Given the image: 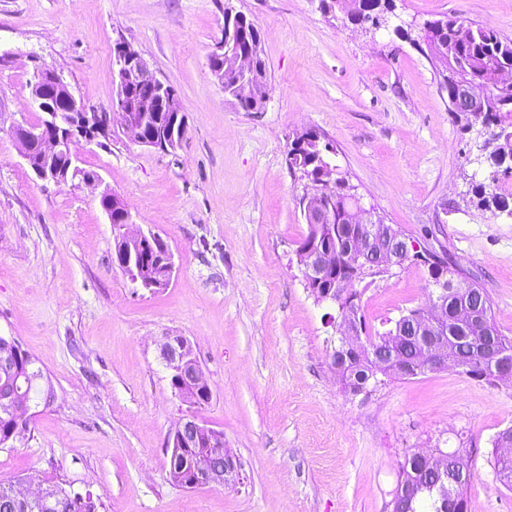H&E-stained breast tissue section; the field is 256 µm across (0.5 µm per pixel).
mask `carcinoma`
I'll return each instance as SVG.
<instances>
[{
	"instance_id": "carcinoma-1",
	"label": "carcinoma",
	"mask_w": 512,
	"mask_h": 512,
	"mask_svg": "<svg viewBox=\"0 0 512 512\" xmlns=\"http://www.w3.org/2000/svg\"><path fill=\"white\" fill-rule=\"evenodd\" d=\"M353 2L349 11L365 9L372 13L393 10L392 0H321L323 11L333 12L338 7ZM433 33H425L415 41L418 49L435 61V69L440 83L448 92V99H453L457 82L448 78L453 73L472 84L484 89L489 108L475 119L487 123L507 113L512 115V83L501 82L500 73L512 71V39L500 36L495 31L477 26L463 27L456 20L448 17L432 21ZM236 52L224 56V93L238 100L240 108L247 110L252 104L262 100L267 94V67L263 58L262 41L259 29L252 21L243 22L235 29ZM244 53L251 57L253 67L250 84L252 96L248 100L238 99L236 82L237 57ZM173 120L171 112H156L151 122L141 131L124 132L128 140L134 142L144 139L150 129H160ZM288 160L291 169L307 177L311 185L318 187L325 182L334 183L335 207L344 209L351 198L349 185L345 178L338 177L336 165L331 155L334 148L314 131L296 135L291 143ZM475 193L480 195L479 205L489 209L503 210L508 207L507 196L497 192L494 184H481ZM361 224H345L335 228L329 234L309 225V232L302 240V245L331 248L341 253L344 242L357 236L362 230ZM392 238L385 249L373 252V266L383 268L385 263H402L408 257L396 251L398 245L406 242L399 228L389 226ZM168 250L166 242L158 237L145 247L136 251V269H123L126 275H135L152 279L159 273L158 264ZM345 277L363 279V270L336 262V267L317 279L305 282V288L316 300H323L326 291H336V284ZM468 283L461 273L448 271V288L442 296L448 300V329L444 339L455 353L454 365L458 372L478 381L490 384L502 379L491 366V355L495 353L512 354V338L501 333L492 316V300L487 291L476 283L465 290ZM341 320H351L357 336L349 340L342 335V324L336 325L338 344L334 353L346 356L351 344L359 347V352L346 360L345 366L336 371L345 388L360 391L367 389V384L381 382V378H392L394 374L374 358L377 352L389 353L406 363L411 372L400 375L402 379L415 378L426 373L422 366V348L417 340L418 329L414 322L423 314L420 308L407 310L394 322V326L382 333L361 337L365 329L360 314L359 301L345 300L338 304ZM6 377L17 386L16 405L12 409H0V446L22 436L29 425V409L38 405L42 385L43 370L37 366V359L26 350L14 355L10 369L0 368V379ZM179 396L191 406L200 409L207 405L211 395L203 387L196 389L185 386ZM210 439H204L197 448H183L171 453L170 473L185 482L189 479L194 457L211 451ZM441 464L434 468H421L417 463L418 454L409 456L403 465V476L393 498L394 512H467L466 491L471 479L469 453L456 450L452 453L438 451ZM56 501L47 507L39 502L23 501L16 497L14 485L0 483V512H98L102 504L92 497L72 490L64 483L53 485Z\"/></svg>"
}]
</instances>
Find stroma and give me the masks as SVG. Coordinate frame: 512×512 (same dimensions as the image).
<instances>
[{"label": "stroma", "mask_w": 512, "mask_h": 512, "mask_svg": "<svg viewBox=\"0 0 512 512\" xmlns=\"http://www.w3.org/2000/svg\"><path fill=\"white\" fill-rule=\"evenodd\" d=\"M258 27L267 100L243 111L212 76L224 12ZM457 17L512 39V0H394L375 29L320 0H0V334L40 362L54 388L24 438L0 447L13 481L69 482L107 512H392L406 458L469 449L468 512H512L496 477L512 426V382L455 368L345 390L332 365L340 319L304 285L296 250L309 231V184L287 161L314 131L365 207L418 249H446L485 288L512 337V213L479 208L475 188L512 186L490 126L450 111L409 22ZM124 36L176 90L186 133L161 152L112 123L77 139L100 185H54L25 166L12 125H31L37 68L53 69L89 112H111L113 42ZM116 194L173 255L169 285L137 287L115 262L98 201ZM426 265L408 261L363 290L369 331L427 307ZM184 337L212 397L190 410L161 358ZM223 432L236 484L191 490L170 476L166 440L186 415Z\"/></svg>", "instance_id": "obj_1"}]
</instances>
